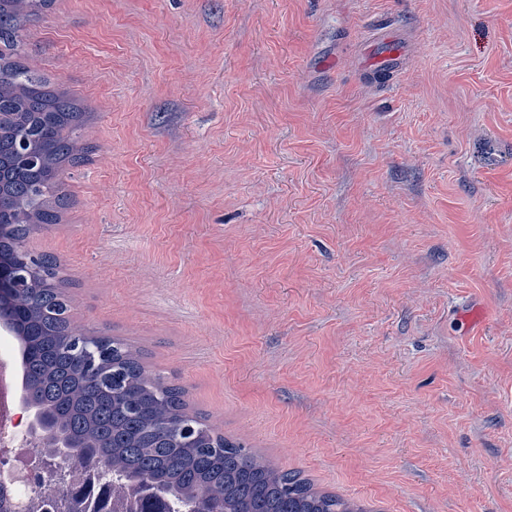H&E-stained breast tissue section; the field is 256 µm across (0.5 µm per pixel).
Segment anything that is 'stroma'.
Listing matches in <instances>:
<instances>
[{
    "mask_svg": "<svg viewBox=\"0 0 512 512\" xmlns=\"http://www.w3.org/2000/svg\"><path fill=\"white\" fill-rule=\"evenodd\" d=\"M25 47L97 113L26 243L76 333L323 490L512 512V0H55Z\"/></svg>",
    "mask_w": 512,
    "mask_h": 512,
    "instance_id": "35a3bbf8",
    "label": "stroma"
}]
</instances>
